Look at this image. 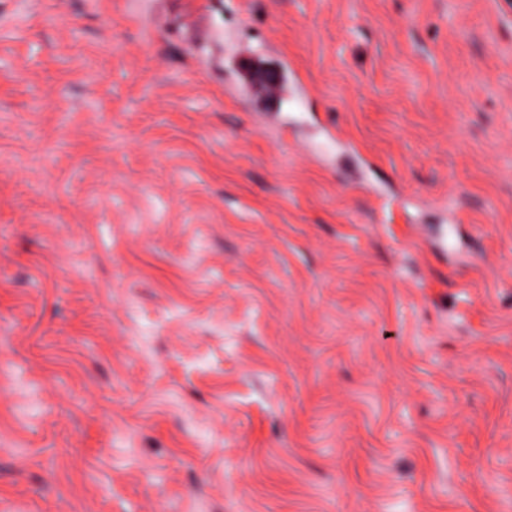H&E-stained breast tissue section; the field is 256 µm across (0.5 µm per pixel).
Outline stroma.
Here are the masks:
<instances>
[{
    "instance_id": "stroma-1",
    "label": "stroma",
    "mask_w": 512,
    "mask_h": 512,
    "mask_svg": "<svg viewBox=\"0 0 512 512\" xmlns=\"http://www.w3.org/2000/svg\"><path fill=\"white\" fill-rule=\"evenodd\" d=\"M0 512H512V0H0Z\"/></svg>"
}]
</instances>
